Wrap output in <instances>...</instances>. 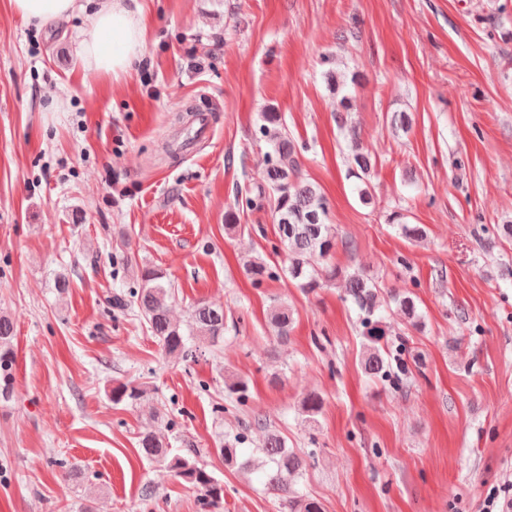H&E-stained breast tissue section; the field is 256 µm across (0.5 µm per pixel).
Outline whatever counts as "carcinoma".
<instances>
[{"label":"carcinoma","instance_id":"cac0c4a2","mask_svg":"<svg viewBox=\"0 0 512 512\" xmlns=\"http://www.w3.org/2000/svg\"><path fill=\"white\" fill-rule=\"evenodd\" d=\"M263 119L260 132L271 146V152L267 153V182L246 192L243 203L249 209L262 207L266 203L271 206L289 281L313 292L340 278L344 280L346 296L363 314L361 323L368 337L361 359L362 370L370 377L386 378L390 354L380 345L385 330L381 326V319L375 317L380 307L377 285L362 270L345 273L330 263L337 247V235L335 228L326 223L327 200L316 186L299 179L298 152L279 115L266 112ZM348 164L352 176L359 180L355 188L359 202L364 206L373 205L374 197L369 183L372 155L354 129L351 130ZM392 221L398 224L401 234L412 241L426 235L423 226L406 224L398 214L392 217ZM164 278V273L158 269L143 268L140 284L117 294L113 304L122 310L138 312L166 354L186 361L224 339V308L199 302L192 309L189 323L183 327L170 318L169 303L173 291L172 285ZM392 300L410 322L418 323L420 315L411 296L394 294ZM268 322L278 338L286 339L292 330L293 314L287 305L277 302L269 310ZM14 339L13 319L0 314V403L10 401L15 390L17 354ZM227 389L234 407L241 410L247 406L250 395L246 381L233 380ZM111 396L115 404L125 402L133 405L143 399L144 391L135 382L129 381L113 387ZM322 408L323 399L316 393L306 395L300 405L302 416L310 423L316 420ZM252 427L265 431L259 451L268 466L266 484L279 495V512H324V505L319 499L294 490L306 465L304 456L288 448L286 439L279 432L269 429L265 419L258 417L245 425L247 430ZM137 445L139 453L146 460L170 469L195 488L200 494V506L207 512L221 507L224 483L208 470L207 465L197 460L195 449H176L168 436L155 432L141 434Z\"/></svg>","mask_w":512,"mask_h":512}]
</instances>
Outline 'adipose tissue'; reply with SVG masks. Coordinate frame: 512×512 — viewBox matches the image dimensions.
<instances>
[{
	"instance_id": "obj_1",
	"label": "adipose tissue",
	"mask_w": 512,
	"mask_h": 512,
	"mask_svg": "<svg viewBox=\"0 0 512 512\" xmlns=\"http://www.w3.org/2000/svg\"><path fill=\"white\" fill-rule=\"evenodd\" d=\"M11 4L23 20L38 25H62L75 12H83L78 54L98 74L127 73L142 56V0H88L84 10L77 0H11Z\"/></svg>"
}]
</instances>
